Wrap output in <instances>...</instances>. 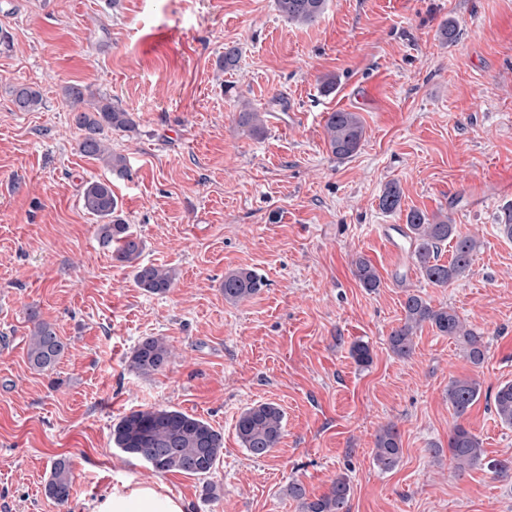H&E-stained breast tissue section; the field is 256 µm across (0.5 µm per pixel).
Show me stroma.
<instances>
[{
	"label": "stroma",
	"instance_id": "stroma-1",
	"mask_svg": "<svg viewBox=\"0 0 512 512\" xmlns=\"http://www.w3.org/2000/svg\"><path fill=\"white\" fill-rule=\"evenodd\" d=\"M0 30L12 40L0 49V512H90L127 484L166 486L189 512H300L289 482L318 497L339 475L349 512H512V475L487 466L512 458V426L486 400L460 418L448 404L451 379L492 391L512 381V240L497 224L512 203V0H326L308 25L288 23L275 0H0ZM228 44L240 59L225 72ZM18 83L44 107L16 111ZM72 84L137 122L107 135L131 167L113 190L141 262L176 271L166 294L137 288L96 241L80 195L109 173L77 150ZM245 102L265 119L261 137L237 124ZM335 110L365 128L343 160L325 144ZM391 183L401 208L386 213ZM412 209L451 212L481 241L463 277L428 284L410 246L393 252L381 229ZM360 256L380 274L375 291L353 274ZM235 268L267 285L233 305L222 283ZM410 293L465 319L484 362L428 325L409 358L395 356L388 338ZM32 307L70 344L47 372L27 358ZM145 336L173 354L150 377L127 364ZM358 341L368 365L350 354ZM264 402L283 410L284 432L255 458L235 424ZM149 408L223 433L216 498L113 448V423ZM458 422L487 457L462 474L448 452ZM390 424L401 455L384 471L373 448ZM60 457L73 471L63 503L44 491Z\"/></svg>",
	"mask_w": 512,
	"mask_h": 512
}]
</instances>
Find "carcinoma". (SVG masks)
<instances>
[{
	"label": "carcinoma",
	"instance_id": "obj_1",
	"mask_svg": "<svg viewBox=\"0 0 512 512\" xmlns=\"http://www.w3.org/2000/svg\"><path fill=\"white\" fill-rule=\"evenodd\" d=\"M279 14L290 23L307 24L323 11L325 0H275ZM12 102L21 112H35L44 105L41 92L35 87L19 83L11 89ZM64 95L73 103V121L79 130L77 147L84 156L98 160L118 177L128 175V158L116 153L105 143L106 130L132 131L136 121L133 113L112 103L103 95L93 98L89 109L86 88L72 85ZM238 125L254 137L264 132L260 113L244 108L238 116ZM325 142L330 153L338 159L352 156L364 138V126L355 112L337 110L327 113L324 124ZM82 208L97 217V239L101 247L112 252V258L132 269L135 285L153 295L167 293L174 285L175 272L153 264L139 262L143 242L118 215L119 199L112 191V181L92 180L86 183L81 195ZM401 192L397 185H387L379 197V207L385 212L400 208ZM406 236L411 242L412 256L422 278L435 286H446L463 276L470 268L480 242L471 236L456 233V225L449 215L430 216L420 210L406 215ZM454 242L451 260H439L441 246ZM354 275L369 291L380 285L376 268L365 258L354 262ZM266 286L265 279L251 269H235L224 273V300L237 304L256 295ZM404 322L389 336L393 354L407 358L413 351V335L428 323L440 335L461 339L466 345V357L479 366L486 350L482 337L468 328L458 313L447 307H433L421 295L409 293L403 302ZM34 328L28 344V360L39 371L53 368L68 351V343L58 336L55 328L39 319L38 312L30 310ZM171 352L163 339L148 336L141 339L129 357L131 370L142 376L163 371L170 363ZM480 383L472 378H457L448 383V404L456 417H462L479 399ZM493 406L500 421L512 426V381L502 383L493 395ZM282 410L274 403H260L243 411L237 419L236 435L254 457H263L280 443L283 434ZM110 440L122 454L146 464L157 473L177 472L203 480L202 495L216 497V486L207 481L220 463L224 451V436L208 421L178 409L133 410L112 424ZM448 448L454 467L465 472L481 464L484 454L478 437L461 424L454 426L448 439ZM401 454L397 429L382 428L374 442V457L378 466L391 471ZM72 489V467L65 457L51 466L45 485L46 495L65 502ZM288 497L299 502L301 512H349L350 484L345 476L333 480L329 491L310 498L303 483L288 484Z\"/></svg>",
	"mask_w": 512,
	"mask_h": 512
}]
</instances>
